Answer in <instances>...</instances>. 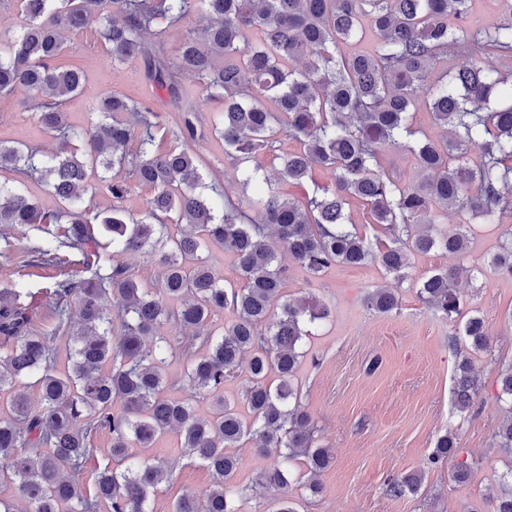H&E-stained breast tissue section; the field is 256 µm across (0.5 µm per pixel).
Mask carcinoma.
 I'll return each mask as SVG.
<instances>
[{
  "label": "carcinoma",
  "mask_w": 512,
  "mask_h": 512,
  "mask_svg": "<svg viewBox=\"0 0 512 512\" xmlns=\"http://www.w3.org/2000/svg\"><path fill=\"white\" fill-rule=\"evenodd\" d=\"M476 0H0L25 18L20 32L0 37V95L26 88L37 123L62 141L45 154L0 140V224L47 226L50 238L27 247L25 266L54 268L44 306L47 330L21 294L0 289V396L9 418L0 420V485L11 484L26 512H153L151 495L168 480L167 461L151 453L159 437L176 432L188 463L206 467L212 487L180 497L171 512H241L269 486L301 483L310 497L332 454L301 400L295 373L307 355L303 341L324 322L330 306L285 291L288 262L318 278L337 265H376L399 281L417 255L464 257L469 224H504L512 218V0L501 16L476 17ZM192 15L209 20L169 51L168 33ZM96 26L115 67L138 60L153 89L178 112L173 146L157 141L158 113L145 101L110 95L93 107L91 129L67 123L62 103L85 81L77 68L57 64L64 34ZM354 40L366 46L354 53ZM464 52L468 66L448 62ZM440 78L423 87L427 72ZM195 79L194 88L185 78ZM425 104L442 128L434 139L415 126ZM216 108L211 132L224 155L241 167L250 190L247 218L227 202L219 184L206 181L198 144L204 138L202 106ZM288 139L296 148L282 152ZM278 166L269 180L252 162L259 155ZM387 154L410 158L424 173L416 185L386 173ZM317 168L332 182L314 185L298 199L279 184L302 186ZM37 179L66 208L49 212L27 195ZM150 190L142 211L123 206L132 185ZM112 209L93 211L100 187ZM356 202L369 216L368 235L347 212ZM453 212L457 225L444 219ZM212 245L233 258L237 282L223 279L201 257ZM115 253L150 252L164 268L157 288L143 287ZM488 267L512 279V226L499 239ZM457 268L437 269L415 284L425 306L454 327L451 343L489 352L484 319L465 311L456 288ZM366 306L380 314L399 308L398 293L375 288ZM233 319L218 332L214 315ZM180 337L160 336V325ZM73 337L71 367H56L54 341ZM248 378L242 400L249 416L224 397L244 358ZM178 359L196 398L214 403L208 417L168 393L165 368ZM34 379L38 405L22 388ZM508 414L494 447L512 456V366L499 377ZM479 396L468 355L456 357L451 402L460 416ZM106 430L112 446L86 491L83 473L95 455L90 436ZM250 436L257 452L281 448L280 459L234 482L239 457L232 452ZM457 435L439 434L429 463L452 459ZM301 458L307 479L289 463ZM424 475L396 477L387 493L419 492Z\"/></svg>",
  "instance_id": "1"
}]
</instances>
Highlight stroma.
Instances as JSON below:
<instances>
[{
    "label": "stroma",
    "mask_w": 512,
    "mask_h": 512,
    "mask_svg": "<svg viewBox=\"0 0 512 512\" xmlns=\"http://www.w3.org/2000/svg\"><path fill=\"white\" fill-rule=\"evenodd\" d=\"M61 61L86 74L82 93L62 106L70 124L89 127L96 101L117 93L150 100L162 130L174 127L176 113L164 105L163 94L146 84L142 64L113 67L95 27L67 34ZM0 139L35 144L49 152L61 146L37 126L29 95L21 88L0 96ZM200 152L208 180L222 183L230 202L240 203L243 191L235 165L225 157L221 142L206 137ZM503 230L500 224L472 225L467 263L483 273L459 283L468 307L484 318L492 346L490 352L471 356L480 392L466 419L451 405L452 328L418 301L413 288L423 274L448 267L447 256L414 258L409 280L400 285L372 264L337 266L317 281L302 268H290L288 294H310L331 307L329 318L306 340L309 353L296 382L303 404L320 427V441L334 459L320 476L321 496L309 497L296 484L289 488L286 494L298 512H490L512 474V458L492 446L502 418L498 377L502 368L512 365V280L487 268ZM394 286L400 295L397 311L383 315L367 308L369 289ZM450 426L458 435V459L473 469L471 480L463 485L451 479L455 461L428 462L438 434ZM160 453L172 474L152 498L154 512H169L182 495L210 488V473L188 464L177 433H168ZM418 469L424 470L425 480L417 495H388L391 478Z\"/></svg>",
    "instance_id": "35a3bbf8"
}]
</instances>
